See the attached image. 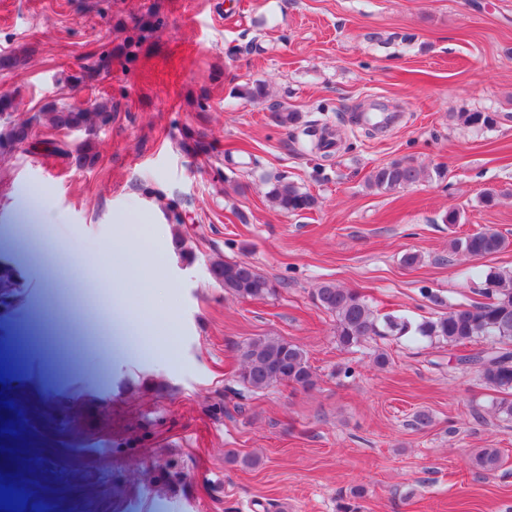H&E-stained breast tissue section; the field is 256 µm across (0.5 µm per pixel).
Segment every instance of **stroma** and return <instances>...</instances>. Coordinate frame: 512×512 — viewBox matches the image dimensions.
<instances>
[{
    "instance_id": "obj_1",
    "label": "stroma",
    "mask_w": 512,
    "mask_h": 512,
    "mask_svg": "<svg viewBox=\"0 0 512 512\" xmlns=\"http://www.w3.org/2000/svg\"><path fill=\"white\" fill-rule=\"evenodd\" d=\"M152 6L159 37L72 87ZM11 52L23 61L0 70V93L24 115L120 105L92 168L40 150L0 157V374L30 439L24 473L0 470L17 512H338L355 488L362 512H512V422L488 413L494 393L460 348L378 337L348 351L312 300L331 281L418 321L437 311L429 294L474 299L449 244L486 226L512 242V0H0ZM254 80L266 99L234 97ZM385 102L401 107L394 124L358 122ZM278 105L336 128L338 150H309L275 124ZM474 111L496 124L452 118ZM188 128L214 152L184 154ZM401 157L420 181L367 187ZM278 177L318 207L275 209ZM170 206L193 263L175 252ZM451 209L458 223H444ZM120 243L154 268L128 274L112 258ZM408 252L420 263L404 266ZM218 257L251 262L275 294L226 295L209 273ZM257 336L302 346L317 387L231 393L238 349ZM480 448L503 466L476 470ZM230 450L260 463H229Z\"/></svg>"
}]
</instances>
